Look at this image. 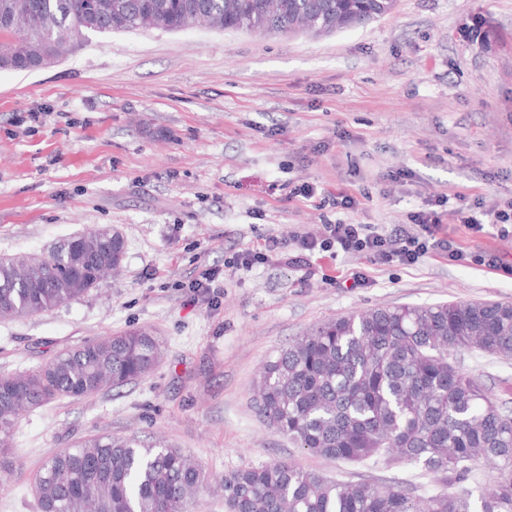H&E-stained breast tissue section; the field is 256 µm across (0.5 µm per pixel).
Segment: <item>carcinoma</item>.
Listing matches in <instances>:
<instances>
[{
    "mask_svg": "<svg viewBox=\"0 0 512 512\" xmlns=\"http://www.w3.org/2000/svg\"><path fill=\"white\" fill-rule=\"evenodd\" d=\"M386 0H0V45L13 68L37 69L90 33L136 29L289 31L309 20L331 34L387 14ZM123 237L83 233L81 247L0 259V319L31 316L112 275ZM512 358V303L399 305L324 321L281 349L256 384L261 421L303 452L338 463L407 464L418 487L344 482L273 460L225 474L227 512H512V412L500 408L457 354ZM162 357L144 329L97 336L30 372L0 375V456L16 419L61 398L81 399L148 375ZM489 471L491 488L477 477ZM210 476L161 440L94 434L53 454L35 478L38 512H188Z\"/></svg>",
    "mask_w": 512,
    "mask_h": 512,
    "instance_id": "1",
    "label": "carcinoma"
}]
</instances>
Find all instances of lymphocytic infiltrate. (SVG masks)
<instances>
[{
	"label": "lymphocytic infiltrate",
	"mask_w": 512,
	"mask_h": 512,
	"mask_svg": "<svg viewBox=\"0 0 512 512\" xmlns=\"http://www.w3.org/2000/svg\"><path fill=\"white\" fill-rule=\"evenodd\" d=\"M457 200L458 206L453 209L460 223L480 231L485 225L495 226L499 236L505 237L512 233V204L507 208L486 209L481 216L467 214L461 203L466 196L462 192L440 194L433 202L431 210L423 211L414 216L416 232L385 235L364 224H327L320 235L292 236L282 239L268 237L262 248L248 249L238 254L235 266L239 269H252L255 264L264 262L272 254L283 256L286 264L305 268L309 265L308 255L321 250L331 254L344 253L369 258L377 264L387 265L394 262L403 265L416 264L429 251L445 252L449 259L463 260V252L452 240L439 237L438 231L442 222V209L450 200Z\"/></svg>",
	"instance_id": "lymphocytic-infiltrate-1"
}]
</instances>
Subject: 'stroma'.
<instances>
[{"mask_svg":"<svg viewBox=\"0 0 512 512\" xmlns=\"http://www.w3.org/2000/svg\"><path fill=\"white\" fill-rule=\"evenodd\" d=\"M31 112L41 122L27 121ZM307 182L352 209L290 197ZM483 208L512 202V0H397L392 13L331 35L196 27L90 35L54 64L0 69V258L47 255L95 226L126 242L117 274L69 304L0 320V374L37 368L94 336L145 328L163 345L148 376L23 413L0 512H37L42 463L94 433L163 439L212 476L191 512H225L219 480L272 460L343 481L433 482L410 465L339 464L302 452L253 408L259 369L326 320L382 306L512 302V237L441 233L465 253L413 265L312 256L316 274L270 257L235 269L269 236L367 224L390 235L442 193ZM221 272L220 294L184 281ZM365 281L353 285L354 273ZM512 409V359L459 354Z\"/></svg>","mask_w":512,"mask_h":512,"instance_id":"stroma-1","label":"stroma"}]
</instances>
